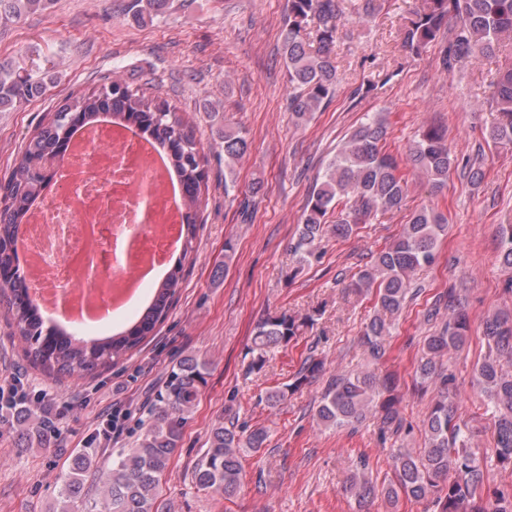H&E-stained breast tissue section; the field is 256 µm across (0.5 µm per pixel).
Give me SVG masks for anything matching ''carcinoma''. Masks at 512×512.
Segmentation results:
<instances>
[{"label": "carcinoma", "mask_w": 512, "mask_h": 512, "mask_svg": "<svg viewBox=\"0 0 512 512\" xmlns=\"http://www.w3.org/2000/svg\"><path fill=\"white\" fill-rule=\"evenodd\" d=\"M51 0H0V16L20 17L23 11L45 9ZM288 32L283 53L288 82L293 89L290 109L298 122L319 111L336 81L331 60L338 34V0H290ZM168 0H134L133 18L144 22L162 14ZM453 19L456 28L443 46V67L452 71L473 59L492 58L512 47V0H420L414 18L402 32L403 47L418 55L436 43ZM315 25L314 37L304 32ZM43 88L9 65L0 63V112L15 110ZM497 123L488 131L494 145L512 144V68L496 82ZM79 115L82 126L104 118L130 122L146 140L160 148L178 177L185 208L182 223L183 249L178 264L157 286L152 304L138 322L119 336L94 340L78 337L66 329L46 326L30 288L16 266V242L20 225L40 204L52 176L37 163L47 157L62 156L71 141L69 123ZM386 118L381 112L367 116L341 145L314 189L309 208L303 214L293 250L300 264L319 258L315 241L336 212V234L346 237L353 227L365 224L379 212L401 208L408 183L399 173L396 160L382 151ZM224 150V194L237 187L236 166L248 150L241 128L226 121L218 128ZM410 161L435 188L448 183L451 170L471 169L459 165L451 153L445 132L436 127L422 131L410 148ZM204 159L194 131L165 100L148 96L115 79L98 90L85 93L59 107L25 141L5 180L0 182V303L6 304L10 320L23 343L28 364L54 382L80 381L111 368L137 348L168 314L177 288L183 280L184 262L193 251L196 207L208 195ZM344 208H339V205ZM447 216L433 207H421L410 214L401 235L382 249L374 263L359 272L349 285L362 293L376 290L377 310L365 324L361 343L378 359L385 354L384 337L389 334L387 315L401 312L416 272L434 263L435 248L447 229ZM500 259L512 268V225L501 227ZM448 321L426 338L424 360L418 367L422 382L433 387L434 399L422 421L424 447L395 448L391 455L394 478L382 490L389 502L400 496L427 500L433 512H512V489L484 488V470L492 466L512 467V374L504 363L512 362V312L496 313L486 325L488 351L475 369L474 381L496 416L495 448L488 456L472 446L470 438L454 422L452 403L457 396L453 375L437 367V361L463 346L468 331L466 313L448 294ZM311 314L282 312L259 324L253 334L254 358L251 369L260 371L272 349L286 345L300 331L312 325ZM323 361L308 357L292 384L266 392V402H283L288 391L316 378ZM208 362L195 356L180 360L169 371L158 391L148 424L136 439V447L114 452L105 467L97 465L99 450L91 445L79 449L60 476L59 512H165L159 501V486L169 462L179 448L183 424L206 384ZM398 383L391 377L379 379L375 372L338 374L329 382L317 410L326 427L342 428L373 413L379 420L381 439L399 436L404 419L398 408ZM25 449L48 450L59 430L36 416L29 406L16 408ZM267 435L261 428L249 433L219 422L210 432L207 448L192 470V482L201 490L224 497L234 495L242 483L241 451H257ZM366 462L351 471L345 491L360 502L377 495L365 474Z\"/></svg>", "instance_id": "carcinoma-1"}]
</instances>
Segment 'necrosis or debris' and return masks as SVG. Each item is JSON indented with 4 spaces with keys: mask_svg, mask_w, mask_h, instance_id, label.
<instances>
[{
    "mask_svg": "<svg viewBox=\"0 0 512 512\" xmlns=\"http://www.w3.org/2000/svg\"><path fill=\"white\" fill-rule=\"evenodd\" d=\"M55 181L58 192L34 210L20 240L45 296L80 312L144 287L145 269L164 264L183 221L147 142L107 121L86 127Z\"/></svg>",
    "mask_w": 512,
    "mask_h": 512,
    "instance_id": "obj_1",
    "label": "necrosis or debris"
}]
</instances>
